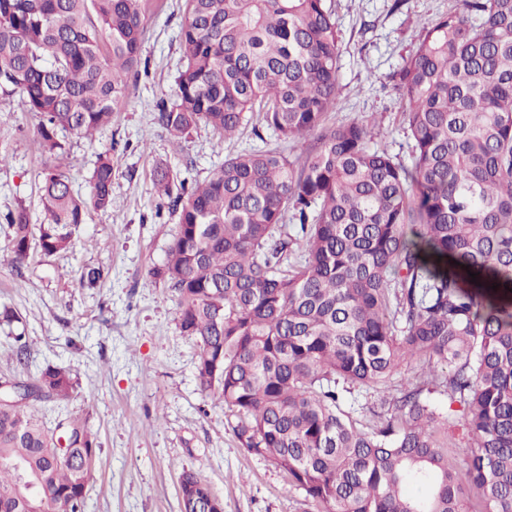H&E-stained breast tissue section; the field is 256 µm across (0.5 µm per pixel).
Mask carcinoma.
Listing matches in <instances>:
<instances>
[{"label": "carcinoma", "instance_id": "1", "mask_svg": "<svg viewBox=\"0 0 512 512\" xmlns=\"http://www.w3.org/2000/svg\"><path fill=\"white\" fill-rule=\"evenodd\" d=\"M148 6L0 0V98L38 116L43 159L39 235L25 206L4 216L14 267L68 250L90 210L112 208L110 154L85 197L60 160L68 137L93 138L124 107ZM183 13L176 90L157 105L172 138L201 123L231 138L256 116L283 139L313 137L297 157L227 158L190 187L156 173L181 209L151 276L177 294L201 391L219 394L240 447L282 470L311 512H461L465 480L482 512H512V0H458L394 74L410 166L373 145L365 120L324 126L339 61L328 0H183ZM288 211L299 230L281 238ZM405 371L414 381L362 425L354 393ZM72 387L49 365L29 389L0 392V512H84L95 438L75 425L63 460L27 411ZM180 494L182 512L214 496L189 471Z\"/></svg>", "mask_w": 512, "mask_h": 512}]
</instances>
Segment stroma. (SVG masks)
I'll return each instance as SVG.
<instances>
[{
	"instance_id": "35a3bbf8",
	"label": "stroma",
	"mask_w": 512,
	"mask_h": 512,
	"mask_svg": "<svg viewBox=\"0 0 512 512\" xmlns=\"http://www.w3.org/2000/svg\"><path fill=\"white\" fill-rule=\"evenodd\" d=\"M456 0H332L338 33L339 90L325 124L356 119L374 123L390 152L410 162L402 100L394 72L417 44L424 26ZM180 0H152L136 76L122 112L94 139L70 137L64 164L74 186L87 192L98 153H112L113 205L92 211L71 248L54 255L33 251L13 267L5 249L11 229L5 214L27 207L42 221V163L35 137L38 118L14 101L0 100V305L19 323L0 326V380H28L46 365L66 367L74 382L64 400L35 401L45 427L67 433L85 423L100 451L87 488L85 512H180V474L205 480L224 512H304L301 491L264 458L240 447L218 396L200 390L194 337L182 332L169 285L153 279L178 228L168 199L154 187L157 170L188 182L208 180L225 157L260 145L301 154L299 141L272 131L255 138L244 129L222 138L202 124L174 143L156 120V104L175 91L182 56ZM103 274L96 287L82 282L85 268ZM28 346L18 364L16 335Z\"/></svg>"
}]
</instances>
